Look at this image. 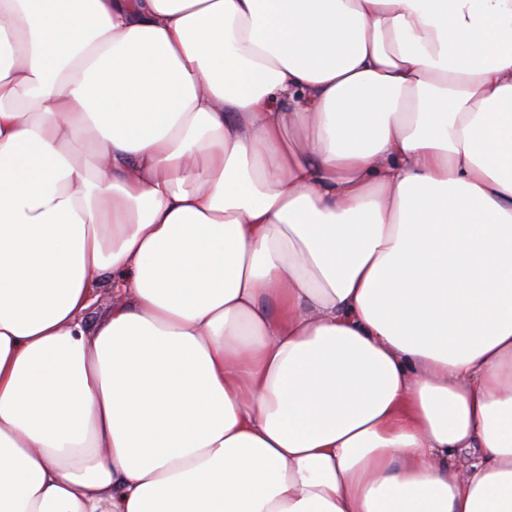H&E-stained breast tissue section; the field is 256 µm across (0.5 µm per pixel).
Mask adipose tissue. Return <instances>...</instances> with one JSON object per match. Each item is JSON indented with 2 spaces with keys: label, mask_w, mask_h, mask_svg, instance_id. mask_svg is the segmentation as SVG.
Masks as SVG:
<instances>
[{
  "label": "adipose tissue",
  "mask_w": 512,
  "mask_h": 512,
  "mask_svg": "<svg viewBox=\"0 0 512 512\" xmlns=\"http://www.w3.org/2000/svg\"><path fill=\"white\" fill-rule=\"evenodd\" d=\"M0 512H512V0H0Z\"/></svg>",
  "instance_id": "ef3b65f1"
}]
</instances>
